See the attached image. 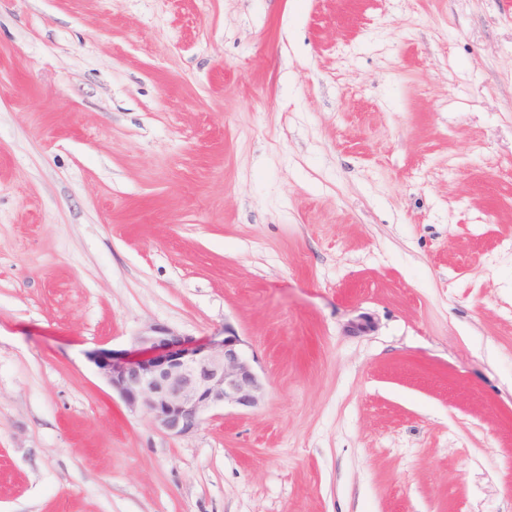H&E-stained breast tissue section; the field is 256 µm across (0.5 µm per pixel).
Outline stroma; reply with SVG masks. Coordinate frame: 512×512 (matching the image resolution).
<instances>
[{
  "label": "stroma",
  "mask_w": 512,
  "mask_h": 512,
  "mask_svg": "<svg viewBox=\"0 0 512 512\" xmlns=\"http://www.w3.org/2000/svg\"><path fill=\"white\" fill-rule=\"evenodd\" d=\"M154 322L259 406L131 413ZM0 512H512V0H0ZM247 347L227 328L200 340L150 323L129 349L93 360L130 412L170 435L187 436L212 408H252L263 399L265 386Z\"/></svg>",
  "instance_id": "stroma-1"
}]
</instances>
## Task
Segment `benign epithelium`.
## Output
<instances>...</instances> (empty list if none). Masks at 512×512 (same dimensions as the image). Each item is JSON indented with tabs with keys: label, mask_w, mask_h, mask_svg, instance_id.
Masks as SVG:
<instances>
[{
	"label": "benign epithelium",
	"mask_w": 512,
	"mask_h": 512,
	"mask_svg": "<svg viewBox=\"0 0 512 512\" xmlns=\"http://www.w3.org/2000/svg\"><path fill=\"white\" fill-rule=\"evenodd\" d=\"M374 320L361 313L346 329L365 334ZM101 376L132 413L173 436L196 432L211 409L257 406L265 386L245 341L228 330L203 340L150 323L121 352L93 356Z\"/></svg>",
	"instance_id": "7a95c632"
}]
</instances>
